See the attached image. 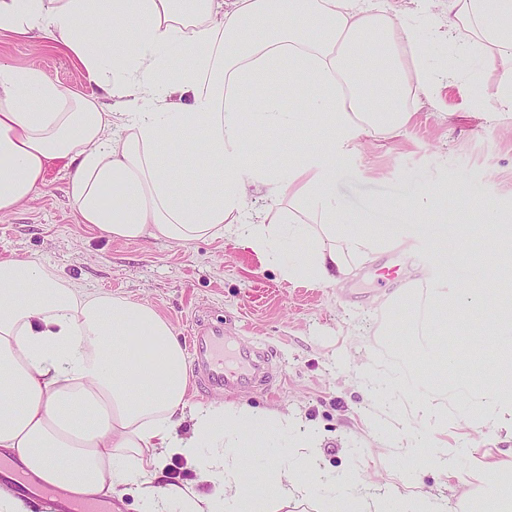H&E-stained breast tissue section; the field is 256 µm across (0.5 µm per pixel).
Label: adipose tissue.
<instances>
[{"instance_id":"adipose-tissue-1","label":"adipose tissue","mask_w":512,"mask_h":512,"mask_svg":"<svg viewBox=\"0 0 512 512\" xmlns=\"http://www.w3.org/2000/svg\"><path fill=\"white\" fill-rule=\"evenodd\" d=\"M436 37L452 34L500 71L498 105L512 111V0H444ZM95 21L88 29L87 21ZM416 25L370 0H0V37L64 46L90 89L65 90L35 66L0 63V214L32 199L51 167L68 176L67 194L82 223L112 240L190 243L227 237L273 262L283 278L326 286L365 261L406 243L408 224L433 217L436 247L458 225L438 212L434 194L412 204L383 201L389 224L347 213L312 154L328 160L358 135L394 132L411 114V94L442 80L428 62ZM176 52L185 65L167 67ZM304 93L285 96L282 74ZM317 131L314 146L287 160L257 156L249 133ZM196 157L192 190L176 185L182 159ZM288 178H280V168ZM269 204L250 206L252 188ZM490 252L512 281V225L493 207ZM473 344L495 342L488 376L456 384L478 423L473 442L512 437V303L477 288L432 287L423 354L437 381L456 363L439 339L461 314ZM188 363L171 323L144 302L74 288L27 260L0 261V456L16 459L39 488L109 503L133 494L138 512H282L315 501L318 483L349 484L322 461L321 430L290 411L219 403L187 408ZM415 416L434 434L415 437L388 407L371 416L387 448H422L424 465L448 477L456 449L441 436L455 418L432 399ZM290 442L250 468L257 433ZM196 467L195 484L169 482V460ZM479 475L492 478L489 512L512 505V458L484 452ZM272 486L276 494L262 493ZM317 512H448L437 494L402 493L370 479L353 493L317 501Z\"/></svg>"}]
</instances>
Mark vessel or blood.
Listing matches in <instances>:
<instances>
[{
	"label": "vessel or blood",
	"mask_w": 512,
	"mask_h": 512,
	"mask_svg": "<svg viewBox=\"0 0 512 512\" xmlns=\"http://www.w3.org/2000/svg\"><path fill=\"white\" fill-rule=\"evenodd\" d=\"M189 347L201 391L241 394L272 382L269 352L235 341L223 325L203 321L193 324Z\"/></svg>",
	"instance_id": "1"
}]
</instances>
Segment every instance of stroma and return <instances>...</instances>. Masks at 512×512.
<instances>
[{
	"label": "stroma",
	"instance_id": "stroma-1",
	"mask_svg": "<svg viewBox=\"0 0 512 512\" xmlns=\"http://www.w3.org/2000/svg\"><path fill=\"white\" fill-rule=\"evenodd\" d=\"M0 61L37 65L68 90L88 87L81 66L64 48L40 40L0 38ZM434 62L455 73L451 85L411 98L412 120L392 136L359 138L339 157L331 189L343 209L372 224L389 220L377 209L378 201L408 202L423 190L434 191L439 209L469 227L471 263L482 269L474 287L493 289L498 280L485 244L495 229L484 223L481 208L491 205L512 215V115L492 117L490 95L498 71L464 51L455 38L439 42ZM390 254L401 267L398 282H377L371 261L345 286L324 287L283 280L274 265L225 238L188 244L112 241L80 222L58 166L48 171L36 199L0 214V260L26 259L63 274L76 287L148 301L181 340L193 321L220 318L228 334L269 349L278 371L272 387H256L246 397L223 394L220 402L294 411L323 431L328 468L355 477L371 474L400 490L418 452L380 447L365 425V413L385 401L396 416L409 420L422 394L453 416H468L469 410L449 399L444 388L427 383L407 318L385 304L408 287L424 298L427 283L440 280L442 265L458 257L456 244L442 253L423 233L411 238L409 248ZM359 364L376 381L393 379L404 369L409 376L404 385L370 398L355 370ZM458 446L456 479L442 486L432 471L422 470L413 487L417 493L444 494L452 510L461 483L471 480L475 467L466 441Z\"/></svg>",
	"mask_w": 512,
	"mask_h": 512
}]
</instances>
